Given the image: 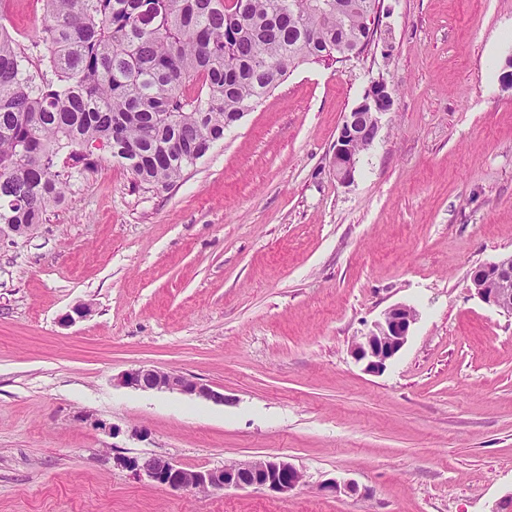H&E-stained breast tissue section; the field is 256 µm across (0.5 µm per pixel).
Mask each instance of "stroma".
<instances>
[{"instance_id": "1", "label": "stroma", "mask_w": 512, "mask_h": 512, "mask_svg": "<svg viewBox=\"0 0 512 512\" xmlns=\"http://www.w3.org/2000/svg\"><path fill=\"white\" fill-rule=\"evenodd\" d=\"M379 11L365 52L297 67L174 186L106 154L0 244V512H512V314L469 287L512 254V0ZM377 79L394 108L340 184ZM398 304L408 341L368 373L351 345ZM143 365L224 400L119 385ZM143 456L302 480L174 490L116 464ZM393 107L394 99L386 82L377 80L370 84L352 110L346 112L331 158L333 171L340 183L348 184L353 180L364 140L373 144L379 133L381 116L391 112ZM367 148L364 143L362 150Z\"/></svg>"}]
</instances>
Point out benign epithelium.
Wrapping results in <instances>:
<instances>
[{
	"mask_svg": "<svg viewBox=\"0 0 512 512\" xmlns=\"http://www.w3.org/2000/svg\"><path fill=\"white\" fill-rule=\"evenodd\" d=\"M394 99L385 81L370 84L361 100L345 114L333 146L331 165L336 179L342 184L353 180L360 148L364 141L377 138L381 116L392 111ZM470 289L490 307L512 314V293L497 284L512 279V254L500 260L474 268ZM417 320L414 308L394 305L375 321L372 328L354 340L351 354L364 365V370L378 374L405 346L411 327ZM118 384L137 390H167L215 402L224 401V394L199 382L192 376L176 371H163L140 366L125 371ZM123 467L136 476H145L172 489H264L283 500L299 485L301 473L290 462L279 457H267L226 465L216 469H185L160 457L120 460Z\"/></svg>",
	"mask_w": 512,
	"mask_h": 512,
	"instance_id": "benign-epithelium-1",
	"label": "benign epithelium"
}]
</instances>
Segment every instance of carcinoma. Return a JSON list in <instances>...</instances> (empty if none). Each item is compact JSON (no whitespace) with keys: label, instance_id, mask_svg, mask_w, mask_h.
Segmentation results:
<instances>
[{"label":"carcinoma","instance_id":"1","mask_svg":"<svg viewBox=\"0 0 512 512\" xmlns=\"http://www.w3.org/2000/svg\"><path fill=\"white\" fill-rule=\"evenodd\" d=\"M37 2L25 43L0 0V225L43 223L102 152L141 158V183L177 182L292 69L367 44L378 0Z\"/></svg>","mask_w":512,"mask_h":512}]
</instances>
